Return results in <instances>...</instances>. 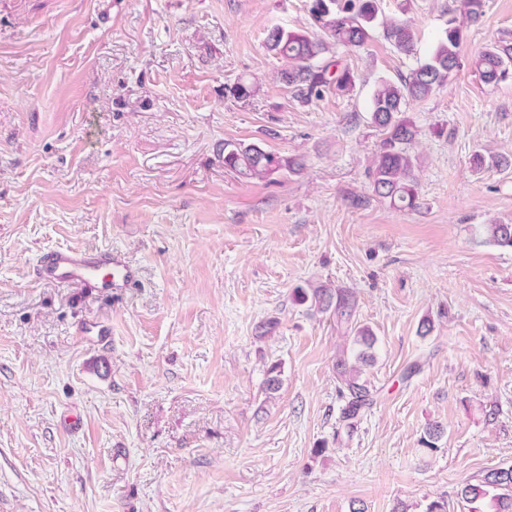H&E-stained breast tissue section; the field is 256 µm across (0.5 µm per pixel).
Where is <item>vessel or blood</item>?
I'll use <instances>...</instances> for the list:
<instances>
[{
	"instance_id": "b4317fda",
	"label": "vessel or blood",
	"mask_w": 512,
	"mask_h": 512,
	"mask_svg": "<svg viewBox=\"0 0 512 512\" xmlns=\"http://www.w3.org/2000/svg\"><path fill=\"white\" fill-rule=\"evenodd\" d=\"M35 274L38 279L65 287L100 288L108 293L135 287L139 281L137 269L112 248L44 251L36 264Z\"/></svg>"
}]
</instances>
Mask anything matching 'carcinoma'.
Returning <instances> with one entry per match:
<instances>
[{
	"label": "carcinoma",
	"instance_id": "carcinoma-1",
	"mask_svg": "<svg viewBox=\"0 0 512 512\" xmlns=\"http://www.w3.org/2000/svg\"><path fill=\"white\" fill-rule=\"evenodd\" d=\"M380 0H310L309 13L318 33L290 31L274 27L268 31L265 49L288 61L279 73V81L295 91L302 102L322 96L327 89L338 95L352 91L354 75L349 67H338L323 61L330 45L361 48L372 37L378 17ZM484 0H462L460 13H449L448 27L430 56L393 82L383 80L375 90L370 104L372 123L385 132L372 170V192L377 198L403 210L419 206L414 175L416 158L410 148L418 130L401 118L411 101H422L448 83L460 67L459 51L464 39L465 23H474L483 14ZM383 36L395 50L410 55L415 47V33L409 21L389 19L382 22ZM476 69L481 79L496 83L505 78L512 67V45L492 43L478 55ZM224 168L248 178H265L282 169L298 173L303 162L296 157L273 154L254 143L226 142L223 147ZM490 241L512 248V224L494 223L485 227ZM294 297L322 311H334L340 324L351 323L355 303L342 291L328 288H297ZM376 337L367 327L355 329L350 346L336 356V373L348 392V401L341 412V421L351 428L361 411L371 405V391L361 381L360 365L373 359ZM460 498L471 504L470 512H482L476 503L489 500L491 512H512V468L493 470L479 484H466Z\"/></svg>",
	"mask_w": 512,
	"mask_h": 512
}]
</instances>
